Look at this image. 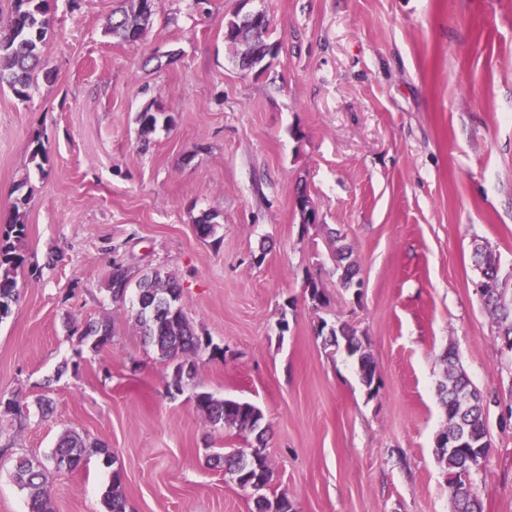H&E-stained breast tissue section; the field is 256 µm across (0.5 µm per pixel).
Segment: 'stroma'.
Here are the masks:
<instances>
[{
	"instance_id": "obj_1",
	"label": "stroma",
	"mask_w": 512,
	"mask_h": 512,
	"mask_svg": "<svg viewBox=\"0 0 512 512\" xmlns=\"http://www.w3.org/2000/svg\"><path fill=\"white\" fill-rule=\"evenodd\" d=\"M51 5L53 78L24 101L0 90V228L17 183L32 189L18 300L0 320V393L30 418L18 431L0 416V512H27L15 458L70 428L115 463L53 474L55 512H102L116 469L127 512H251V492L207 462L249 438L169 394L166 364L104 290L116 263L178 276L187 318L219 348L197 359V385L262 410L271 488L297 512H451L435 457L451 349L492 400L482 510L512 512V352L472 259L486 245L512 290V0H252L279 44L259 75L224 41L238 0H156L133 43L105 32L113 0ZM150 103L175 121L143 144ZM300 190L317 224L302 226ZM212 211L205 241L195 221ZM332 229L360 287L340 283ZM310 275L328 299L317 310ZM105 317L111 345L78 352L67 324ZM321 318L367 337L378 395L315 336Z\"/></svg>"
}]
</instances>
